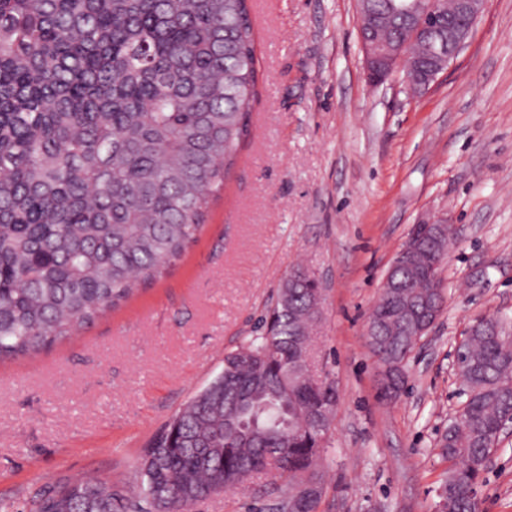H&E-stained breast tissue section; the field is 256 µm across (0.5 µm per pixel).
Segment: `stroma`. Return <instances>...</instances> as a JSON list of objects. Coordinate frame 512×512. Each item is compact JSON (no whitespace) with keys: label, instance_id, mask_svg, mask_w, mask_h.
Instances as JSON below:
<instances>
[{"label":"stroma","instance_id":"35a3bbf8","mask_svg":"<svg viewBox=\"0 0 512 512\" xmlns=\"http://www.w3.org/2000/svg\"><path fill=\"white\" fill-rule=\"evenodd\" d=\"M259 76L250 132L205 225L159 280L32 357L0 362V504L36 512L40 491L96 479L138 497L152 437L255 335L281 279H317L311 369L334 374L318 512H441L440 440L460 408L452 354L488 315L512 333V0H487L466 44L421 94L402 73L371 84L357 0H252ZM452 228L444 306L377 394L366 327L415 225ZM255 484L190 512H248ZM512 512V434L479 485Z\"/></svg>","mask_w":512,"mask_h":512}]
</instances>
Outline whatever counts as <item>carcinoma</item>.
Returning <instances> with one entry per match:
<instances>
[{"mask_svg": "<svg viewBox=\"0 0 512 512\" xmlns=\"http://www.w3.org/2000/svg\"><path fill=\"white\" fill-rule=\"evenodd\" d=\"M251 0H0V360L67 338L162 277L200 233L237 162L258 81ZM411 0H363V37L431 64L455 0L417 30ZM448 237L420 240L366 329L378 393L398 395L418 333L444 303L425 284ZM318 282H280L259 334L159 431L140 459L150 510L99 480L45 488L37 512H190L256 474L288 486L273 512H316L333 410L308 373ZM473 324L459 348L465 397L442 455L444 512H479L477 487L512 415V337Z\"/></svg>", "mask_w": 512, "mask_h": 512, "instance_id": "1", "label": "carcinoma"}]
</instances>
